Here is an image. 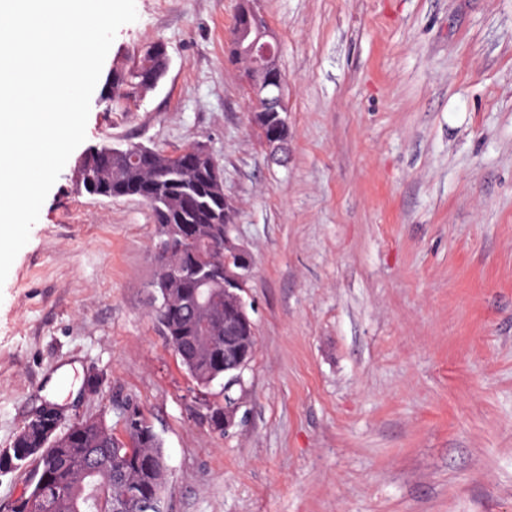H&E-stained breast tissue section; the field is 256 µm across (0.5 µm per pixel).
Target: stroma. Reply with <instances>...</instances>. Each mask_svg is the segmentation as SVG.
I'll return each instance as SVG.
<instances>
[{"label":"stroma","mask_w":512,"mask_h":512,"mask_svg":"<svg viewBox=\"0 0 512 512\" xmlns=\"http://www.w3.org/2000/svg\"><path fill=\"white\" fill-rule=\"evenodd\" d=\"M85 147L208 146L254 257L242 413L176 361L151 313L150 207L78 192L76 157L0 285V448L46 402L136 399L167 512H512V0H259L287 81L269 156L225 46L238 0H135ZM168 73L113 107V72ZM74 368L75 395L49 387ZM99 392L86 387L89 375Z\"/></svg>","instance_id":"35a3bbf8"}]
</instances>
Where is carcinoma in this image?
Masks as SVG:
<instances>
[{
    "mask_svg": "<svg viewBox=\"0 0 512 512\" xmlns=\"http://www.w3.org/2000/svg\"><path fill=\"white\" fill-rule=\"evenodd\" d=\"M164 47L161 41L140 50L141 70H121L112 75V104L135 95L165 67L168 56L152 54ZM105 140L82 158L96 195L119 199L136 197L152 212H165L174 224H187L191 233L180 239L171 253L155 254L157 264L169 272L167 300L160 305L156 321L165 342L196 386L208 388L238 370L234 356L254 357L257 338L248 310L232 331L226 323L236 316L224 310V247L206 250V241L216 229L224 230V201L210 194L207 180L215 163L212 155L185 158L170 163L167 153L153 149L136 164H121ZM208 271L211 288L206 304L193 311L189 296L198 291L195 270ZM117 421L125 438L109 425L104 415L62 423L48 436L24 424L8 448H0V474L24 470L29 473L30 494L45 504L44 512H114L126 495L135 492L159 501L167 486V465L161 441L144 410L132 400L117 405ZM212 429L224 433V400L208 406Z\"/></svg>",
    "mask_w": 512,
    "mask_h": 512,
    "instance_id": "obj_1",
    "label": "carcinoma"
}]
</instances>
